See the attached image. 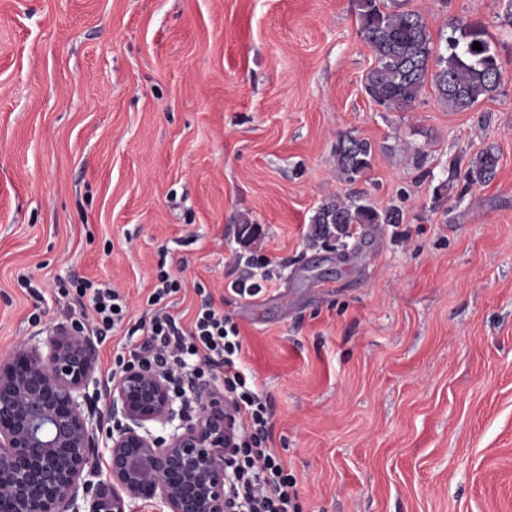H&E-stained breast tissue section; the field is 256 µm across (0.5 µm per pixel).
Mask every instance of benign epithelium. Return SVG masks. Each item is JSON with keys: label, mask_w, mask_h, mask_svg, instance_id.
<instances>
[{"label": "benign epithelium", "mask_w": 512, "mask_h": 512, "mask_svg": "<svg viewBox=\"0 0 512 512\" xmlns=\"http://www.w3.org/2000/svg\"><path fill=\"white\" fill-rule=\"evenodd\" d=\"M95 371L94 338L71 324L0 358V512H228L224 392L195 389L188 420L161 372L130 367L109 384ZM100 397L114 423L103 447Z\"/></svg>", "instance_id": "7a95c632"}]
</instances>
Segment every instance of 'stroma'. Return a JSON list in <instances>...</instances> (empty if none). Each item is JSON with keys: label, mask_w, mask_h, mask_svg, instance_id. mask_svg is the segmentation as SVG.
Here are the masks:
<instances>
[{"label": "stroma", "mask_w": 512, "mask_h": 512, "mask_svg": "<svg viewBox=\"0 0 512 512\" xmlns=\"http://www.w3.org/2000/svg\"><path fill=\"white\" fill-rule=\"evenodd\" d=\"M506 4L407 0L442 54L481 23L502 80L393 112L365 93L355 0H0V356L65 322L61 281L140 317L163 262L183 324L207 293L239 326L302 512H512ZM344 135L373 146L353 183ZM488 147L491 182L450 179ZM356 193L403 221L343 258L311 218Z\"/></svg>", "instance_id": "1"}]
</instances>
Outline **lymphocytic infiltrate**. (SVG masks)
<instances>
[{"instance_id":"obj_1","label":"lymphocytic infiltrate","mask_w":512,"mask_h":512,"mask_svg":"<svg viewBox=\"0 0 512 512\" xmlns=\"http://www.w3.org/2000/svg\"><path fill=\"white\" fill-rule=\"evenodd\" d=\"M180 284L165 268H158L156 284L147 299L151 316L131 319L130 306L119 289L81 280L73 288H60L61 296L76 304H89L92 317L85 330L97 336L123 331L140 337L129 357H117L116 373L129 364L158 360L171 377V388L186 397L189 381L211 375L224 388V401L233 410L235 449L228 457L231 512H300L296 482L280 455L269 446L272 409L254 377L241 362L242 338L238 325L223 309L204 298L191 324H182L169 311L168 300Z\"/></svg>"}]
</instances>
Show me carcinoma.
Here are the masks:
<instances>
[{
  "mask_svg": "<svg viewBox=\"0 0 512 512\" xmlns=\"http://www.w3.org/2000/svg\"><path fill=\"white\" fill-rule=\"evenodd\" d=\"M360 34L374 51L377 65L366 75L369 98L389 111L405 112L431 80L439 100L453 111H465L492 96L500 85V70L487 32L480 23L459 27L460 37L448 40L449 53H435L432 35L417 11L402 10L386 0H357ZM481 49H473V43ZM372 145L365 139L344 136L336 145V167L349 181L371 167ZM499 157L489 148L469 165L464 178L482 185L496 175ZM402 213L394 207L377 209L360 196L336 198L321 204L311 223L315 236L346 244L359 230L378 224H399Z\"/></svg>",
  "mask_w": 512,
  "mask_h": 512,
  "instance_id": "1",
  "label": "carcinoma"
}]
</instances>
